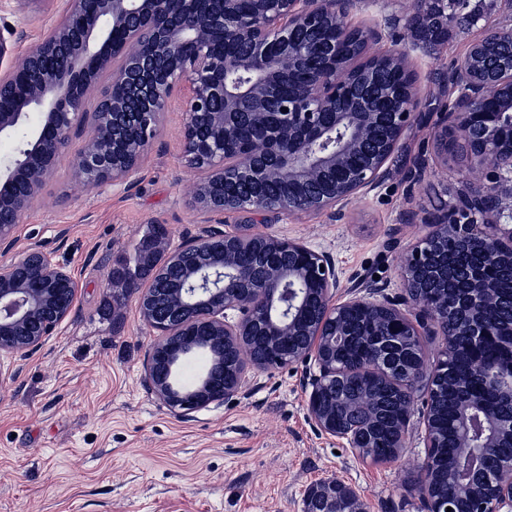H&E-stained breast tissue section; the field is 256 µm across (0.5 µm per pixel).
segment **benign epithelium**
<instances>
[{"label":"benign epithelium","mask_w":512,"mask_h":512,"mask_svg":"<svg viewBox=\"0 0 512 512\" xmlns=\"http://www.w3.org/2000/svg\"><path fill=\"white\" fill-rule=\"evenodd\" d=\"M249 15L239 12V0H69L66 14L22 59L0 75V136L22 124L34 108L44 112L43 122L31 132L21 158L0 168V249L13 245L14 226L24 206L40 191L60 150L92 109L94 127L77 150L72 176L88 188H97L128 176L156 139L175 86L188 90L184 127L185 154L189 164L204 177L194 187L196 205L208 212L282 213L341 212L357 193L371 188L393 155L412 122L419 99L414 82L406 89L407 106L391 113L390 134L377 149L372 144L377 112H338L333 123L327 112L336 109L352 80L363 73L361 65L336 63V44L322 47L326 65L311 82L299 87L282 103L283 111L269 133L233 159L224 158V140L244 123L265 126V104L280 96L283 74L312 49L294 40L297 29H313L327 20L341 34L352 32L346 19L353 0H256ZM230 38L246 54L226 58L217 46ZM512 39V28L493 27L473 42L466 56L448 72V106L440 114L437 138L469 146L471 161L494 170L512 169V114L499 112L489 122L478 117L492 101L494 86L512 95V65L481 75L472 65L482 45ZM73 47L72 65L62 71L49 65L60 49ZM239 70L253 75L241 87L229 80ZM110 77L107 90L94 94L96 76ZM208 117L210 139L197 140L196 120ZM357 151L370 156L364 170L349 169L346 158ZM273 178L295 184L301 192L286 206H275L260 193L234 196L228 184L257 185ZM498 197L493 184H471L454 205L427 218L429 232L403 257L401 273L418 317L429 319L444 336L439 359L447 358L455 343L448 330V315L433 301L414 294L419 274L426 271L428 286H450L471 319L468 335L473 341L503 333L501 325L487 321L484 305L499 295L501 285L479 272L459 278L455 263L436 255V244L447 236L465 248H476L503 267L512 288V227L487 230L499 223L500 207H489ZM243 234L207 230L194 242L166 249V258L179 270L175 288H152L139 297L143 321L160 336L146 363L151 393L166 407L181 413L231 399L243 387L249 367L271 370L300 360H314L318 373L308 378L307 410L315 429L346 437L354 448L367 441L360 429L343 430L336 419V402L329 400L336 382V337L346 335L345 310L360 307L383 312L395 319L404 335L418 330L396 304L376 302L369 295L377 289L358 277L342 288L333 259L295 239L255 233V269L237 261ZM75 293L68 271L54 264L38 247L0 265V358L26 354L37 347L69 314ZM165 301L163 318L156 316L159 300ZM313 305L316 321H306L303 310ZM271 353L269 360L249 357L256 346ZM199 348L208 349L217 362L224 350L236 352L238 371L203 377L192 391L176 383L177 360ZM390 378L407 402L427 384V447H439L431 427L434 372L425 358L409 369H397ZM503 399L512 403V377H487ZM483 415L484 446L503 437L512 438V416L505 419L478 401L466 404L460 426V444L471 447L472 412ZM486 492L478 512H512V460L484 477ZM418 488L426 512H447L452 496L436 494L431 458H426ZM337 481L327 479L310 487L303 512H340Z\"/></svg>","instance_id":"benign-epithelium-1"}]
</instances>
